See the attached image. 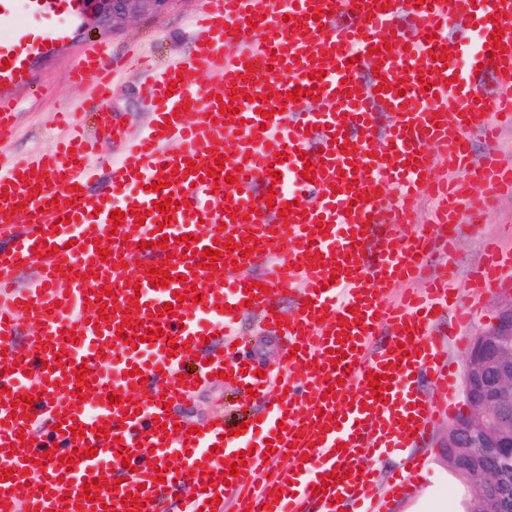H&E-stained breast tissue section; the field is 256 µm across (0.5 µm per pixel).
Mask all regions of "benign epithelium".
I'll use <instances>...</instances> for the list:
<instances>
[{"label": "benign epithelium", "mask_w": 512, "mask_h": 512, "mask_svg": "<svg viewBox=\"0 0 512 512\" xmlns=\"http://www.w3.org/2000/svg\"><path fill=\"white\" fill-rule=\"evenodd\" d=\"M82 14L103 31L161 15L177 0H82ZM463 410L448 426V462L464 470L478 494L470 512H512V304L468 347Z\"/></svg>", "instance_id": "1"}]
</instances>
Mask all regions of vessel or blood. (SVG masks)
<instances>
[{"mask_svg": "<svg viewBox=\"0 0 512 512\" xmlns=\"http://www.w3.org/2000/svg\"><path fill=\"white\" fill-rule=\"evenodd\" d=\"M493 34L499 46L489 45ZM452 37L464 43L465 67L444 55ZM105 55L86 50L72 71L77 82L94 77L104 100L112 94ZM363 66L373 70L366 81ZM198 71L210 82L196 85ZM297 88L301 100H289ZM229 96L236 110L221 113ZM149 101V131L135 142L102 121L121 146L107 163L110 184L131 191L118 206L87 193L96 172L78 138L0 164V471L11 473L0 481V512H128L121 501L130 491L148 512H199L212 500L216 512H342L374 501L384 460L393 497L405 496L420 443L454 409L422 385L451 394L458 383L446 348L471 315L454 288L461 221L478 223L484 205L512 193V166L472 150L473 137L512 127V0H208L190 55L155 76ZM218 161L235 182L210 177ZM272 167L278 179L268 177ZM159 180L170 188L153 190ZM424 196L436 209L419 224ZM171 197L189 202L172 221L144 214ZM158 228L169 245L137 250ZM189 233L191 248L182 240ZM107 241L113 253L104 258L98 247ZM218 241L220 263L197 266L196 254ZM133 251L139 262L129 260ZM167 261L176 271L166 286H149L150 269ZM22 269L35 279L20 289ZM469 281L478 293L512 282V251L488 244ZM103 287L100 301L87 300L88 289ZM285 298L296 309L289 318ZM245 300L285 340L278 377L255 376L235 356ZM140 320L162 336L124 343L120 332ZM65 330L74 341L62 339ZM335 347L346 359H333ZM199 352L209 365L183 377ZM227 367L256 390L267 430L234 477L227 471L253 428L229 437L217 420L187 435L158 421L166 401H182ZM113 393L120 404L109 403ZM71 418L82 435L56 431ZM45 451L50 463H34ZM110 476L120 480L113 491L104 486ZM92 481L90 502L82 486Z\"/></svg>", "mask_w": 512, "mask_h": 512, "instance_id": "obj_1", "label": "vessel or blood"}]
</instances>
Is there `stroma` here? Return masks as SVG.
<instances>
[{"mask_svg":"<svg viewBox=\"0 0 512 512\" xmlns=\"http://www.w3.org/2000/svg\"><path fill=\"white\" fill-rule=\"evenodd\" d=\"M204 6L205 0H176L166 13L129 22L104 36L83 15L58 19L66 38L47 47L11 89L17 103L16 128L12 139L0 143V160L25 161L65 138L68 127L60 119L64 112L71 113L96 140L93 161L119 157V146L100 130L102 113L111 114L128 139L147 133L151 77L155 70L189 54L190 25ZM99 43L106 44L108 60L120 63L112 74V97L105 102L99 101L94 80L78 84L70 78L83 51ZM489 237L500 238L512 250V197L500 201L482 223L462 231L455 254L460 272L456 292L462 299L471 296L466 273L481 258ZM249 405L248 395L239 386L214 381L195 387L174 412L192 427H204L215 416L232 427ZM448 425V420H440L429 444L422 448L424 469L411 494L396 504L394 512H464L467 486L449 467L443 446Z\"/></svg>","mask_w":512,"mask_h":512,"instance_id":"1","label":"stroma"}]
</instances>
